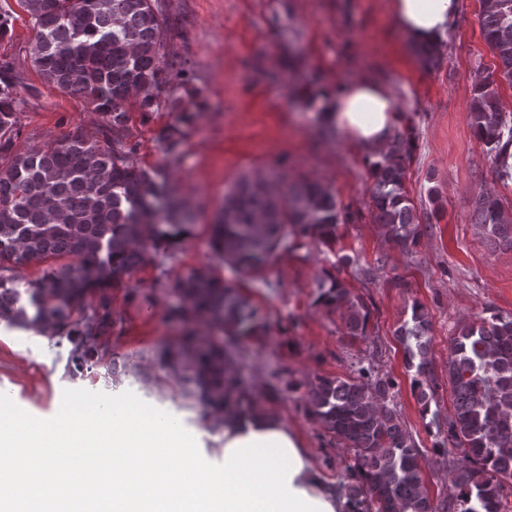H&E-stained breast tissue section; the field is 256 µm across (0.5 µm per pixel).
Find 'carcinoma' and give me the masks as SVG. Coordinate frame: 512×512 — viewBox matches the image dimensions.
Returning a JSON list of instances; mask_svg holds the SVG:
<instances>
[{
    "mask_svg": "<svg viewBox=\"0 0 512 512\" xmlns=\"http://www.w3.org/2000/svg\"><path fill=\"white\" fill-rule=\"evenodd\" d=\"M34 38L29 59L44 82L86 98L101 117L103 139L76 128L64 139L31 152L15 150L22 131L14 63L0 58V322L69 344L67 372L75 378L95 367L118 382L125 367L112 356L117 325L112 294L100 283L118 285L160 251L180 239L193 216L175 195L169 169L135 161L137 141L129 106L141 116L161 103L176 110L188 89L182 71L166 59L159 0H19ZM484 41L499 67L471 92L469 112L476 138L486 147L496 173L512 181V113L504 110L501 82L512 86V0H481ZM182 112L161 138L168 160L180 156ZM414 141L395 134L386 153L368 160L373 179L371 207L376 223L407 256L425 232L405 185V162ZM269 178H240L224 194L210 236L213 259L243 270L266 267L281 249L310 238L325 247L348 215L336 196L318 182L295 181L279 193ZM471 223L487 246L512 248V213L499 195L485 189L472 200ZM74 264L48 267L35 282L22 284L17 270L50 259ZM175 292L189 306L170 309L186 323L202 315L225 335L217 350L174 345L159 362L178 386L171 398L192 407L205 403L234 412L256 411L249 390L232 370L236 338L263 329L259 311L224 285L212 268L179 279ZM315 301L340 312L349 342L370 336L371 304L330 270L316 282ZM431 315L422 303L395 336L403 346L405 369L420 404L431 417L434 450L448 456L453 492L434 501L422 478L424 452L402 420L398 382L371 357L351 363L344 377L319 376L300 399L336 445L350 451L345 476L334 484L342 512H512V315L478 316L456 327L448 340V381L452 411L440 413L443 387L430 349Z\"/></svg>",
    "mask_w": 512,
    "mask_h": 512,
    "instance_id": "1",
    "label": "carcinoma"
}]
</instances>
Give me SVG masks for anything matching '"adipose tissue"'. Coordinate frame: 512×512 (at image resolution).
Returning <instances> with one entry per match:
<instances>
[{
	"label": "adipose tissue",
	"mask_w": 512,
	"mask_h": 512,
	"mask_svg": "<svg viewBox=\"0 0 512 512\" xmlns=\"http://www.w3.org/2000/svg\"><path fill=\"white\" fill-rule=\"evenodd\" d=\"M389 8L410 43L439 45L457 25L460 0H389ZM321 119L353 146L377 155L386 150L399 121L389 89L370 78L342 81L327 91ZM106 404L120 412L119 427L100 416ZM87 406L96 413L91 422L76 425L71 411L62 409L38 448L16 457L8 490L17 502L29 501L32 468L64 471L80 456L99 468L84 446L109 431L113 468L128 464L127 448L138 451L136 462L150 482V495L140 502L144 512L159 503L166 512H197L199 502L209 504L211 512H338L336 493L306 448L285 422L269 414L223 413L220 447L197 448L166 408L131 404L120 396H93Z\"/></svg>",
	"instance_id": "obj_1"
}]
</instances>
